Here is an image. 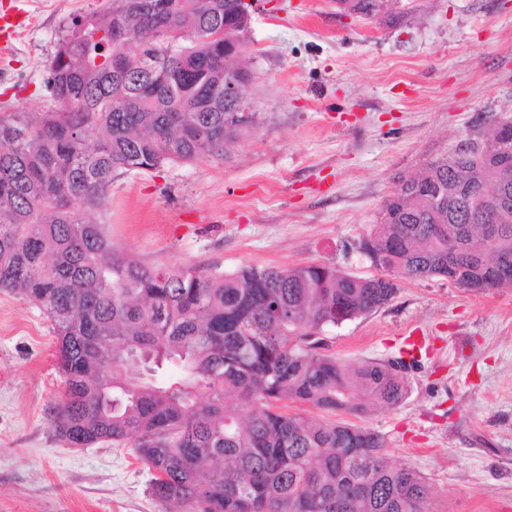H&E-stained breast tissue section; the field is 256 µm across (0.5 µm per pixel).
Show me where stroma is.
<instances>
[{
    "label": "stroma",
    "instance_id": "1",
    "mask_svg": "<svg viewBox=\"0 0 512 512\" xmlns=\"http://www.w3.org/2000/svg\"><path fill=\"white\" fill-rule=\"evenodd\" d=\"M33 22L0 64V116L49 111L60 26L106 0H17ZM407 16L344 15L336 0H258L241 65L256 124L224 154L116 176L101 216L147 267L336 266L375 276L358 248L402 177L512 121V0H401ZM433 348L409 393L349 423L420 473L433 512H512V288L402 280L381 308L321 334L348 364ZM52 324L0 290V512H160L133 449L58 440L64 379Z\"/></svg>",
    "mask_w": 512,
    "mask_h": 512
}]
</instances>
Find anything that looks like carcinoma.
I'll return each mask as SVG.
<instances>
[{"label": "carcinoma", "mask_w": 512, "mask_h": 512, "mask_svg": "<svg viewBox=\"0 0 512 512\" xmlns=\"http://www.w3.org/2000/svg\"><path fill=\"white\" fill-rule=\"evenodd\" d=\"M236 2L122 0L72 16L47 65L55 106L0 118V289L52 323L66 383L53 430L74 448H133L161 512H431L427 481L386 460L382 435L284 401L355 416L401 404L402 360L347 365L319 338L388 303L395 280L512 285L494 263L512 257V205L497 197L512 196V174L488 157L497 139L403 179L360 243L379 270L368 278L320 263L148 268L92 219L116 176L218 156L253 126L254 113L224 105L237 63L196 36L232 22ZM384 6L350 0L363 17ZM119 21L134 39L112 42ZM170 27L186 38L155 69L148 44ZM469 182L489 193L461 198ZM488 217L509 231L488 237Z\"/></svg>", "instance_id": "cac0c4a2"}]
</instances>
